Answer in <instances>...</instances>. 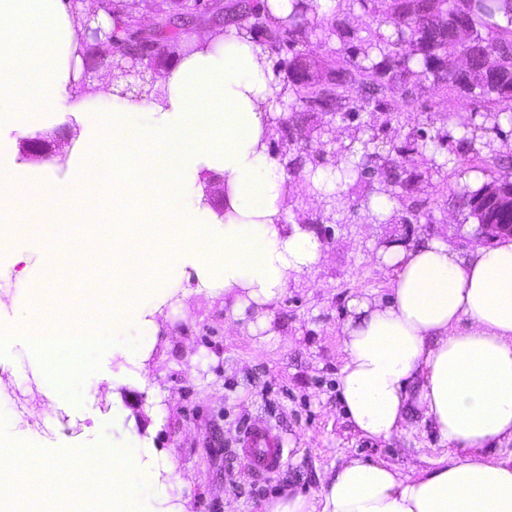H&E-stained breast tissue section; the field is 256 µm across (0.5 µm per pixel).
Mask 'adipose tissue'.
Segmentation results:
<instances>
[{
	"label": "adipose tissue",
	"mask_w": 512,
	"mask_h": 512,
	"mask_svg": "<svg viewBox=\"0 0 512 512\" xmlns=\"http://www.w3.org/2000/svg\"><path fill=\"white\" fill-rule=\"evenodd\" d=\"M202 42L163 73L162 101L120 96L118 77L111 110H96L76 84L85 39L70 0H0V278H15L30 301L0 302V369L39 368L43 393L60 408L144 369L171 285L193 277L198 290L231 295L233 318L254 315L264 331L269 304L321 260L317 236L291 220L281 156L269 145L273 59L234 23ZM68 115L82 127L72 178L49 183L54 163L28 162L20 143ZM218 177L220 208L207 192ZM78 185L105 203L112 246L73 253L76 234L104 228L65 224L54 251L72 270L111 266L112 314L89 306L74 318L61 307L50 332L31 307L41 241L10 227L28 220L20 197L68 199ZM377 263L393 273L390 295L347 304L344 413L359 436L384 441L422 417L455 454L417 476L352 457L319 490H289L267 512H512V460L484 455L512 441V237L463 253L438 237L409 250L389 244ZM126 326L133 337L122 338ZM53 334L90 352L73 382L44 368Z\"/></svg>",
	"instance_id": "ef3b65f1"
}]
</instances>
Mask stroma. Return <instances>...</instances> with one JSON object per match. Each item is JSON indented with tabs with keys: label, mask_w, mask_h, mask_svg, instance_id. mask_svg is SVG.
I'll list each match as a JSON object with an SVG mask.
<instances>
[{
	"label": "stroma",
	"mask_w": 512,
	"mask_h": 512,
	"mask_svg": "<svg viewBox=\"0 0 512 512\" xmlns=\"http://www.w3.org/2000/svg\"><path fill=\"white\" fill-rule=\"evenodd\" d=\"M471 109L454 91L425 95L416 111L401 113L400 126L407 132L446 114L465 122ZM447 154L448 167L416 195L429 223L376 224L365 207H351L345 199L337 204L338 223L321 242L319 266L289 280L270 306L273 337L232 320L223 296L178 291L158 318L160 333L145 372L116 383L120 410L101 391L66 414L27 372L10 378L0 395V415L25 409L22 437L42 448H124L139 437V462L160 489L145 497L147 512H159L163 494L190 499L192 512H265L278 492L319 488L346 455L386 460L407 473L438 468L445 447L421 418L410 419L405 433L387 441L354 434L338 398L337 376L348 301L389 293V277L377 267L380 247L410 248L439 237L464 251L476 240L455 202L471 174L470 156L455 138ZM31 266L43 278L40 307L63 301L75 311L87 304L111 310V270L79 278L52 271L46 246ZM92 416L103 422L85 430ZM258 421L272 426L284 450L282 466L268 475L252 473L235 459L245 428Z\"/></svg>",
	"instance_id": "obj_1"
}]
</instances>
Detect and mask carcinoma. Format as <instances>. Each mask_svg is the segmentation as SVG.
<instances>
[{
    "label": "carcinoma",
    "instance_id": "carcinoma-1",
    "mask_svg": "<svg viewBox=\"0 0 512 512\" xmlns=\"http://www.w3.org/2000/svg\"><path fill=\"white\" fill-rule=\"evenodd\" d=\"M283 21L275 22L264 0H238L235 22L246 30L270 58L274 59L287 97L278 99L281 115L271 119L270 141L284 160L288 179L285 187H300L317 193L313 177L325 165L318 147L324 143L328 125L335 119H350L367 137L339 147L333 166L340 169L348 193L362 197L371 188L400 199L402 214L388 224L420 223L426 217L414 193L419 184L431 182L446 163H433L416 173L414 156L448 146V128L418 127L401 137L391 136L398 114L414 111L415 102L426 92L462 91L473 104L474 121L465 127L460 141L468 145L474 168L485 170L481 154L484 142L477 131L487 123L499 126L503 116H512V0H338L330 13L322 12L320 0H291ZM367 21L352 25L355 12ZM161 29L152 37H141L124 20L120 0H110L108 14L115 17L112 32V66L133 60L189 54L194 47L184 38L183 28L191 12L170 8L158 10ZM321 31L327 50L314 56L308 49L309 35ZM469 42L467 70L448 75V56L457 51L460 32ZM338 38L340 47L330 42ZM364 94H347L352 85ZM384 116L375 124V115ZM387 139H380V135ZM509 175L467 186L456 194V204L478 224H511ZM328 215L301 218V224L333 221L338 194L323 196Z\"/></svg>",
    "mask_w": 512,
    "mask_h": 512
}]
</instances>
